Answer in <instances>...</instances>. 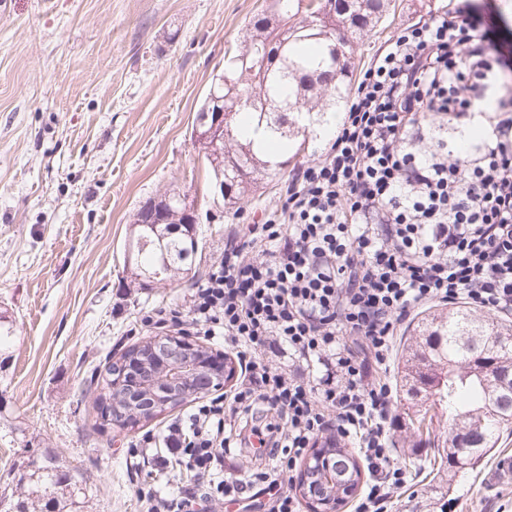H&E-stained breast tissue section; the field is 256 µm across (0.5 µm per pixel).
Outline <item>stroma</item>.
<instances>
[{"label": "stroma", "mask_w": 512, "mask_h": 512, "mask_svg": "<svg viewBox=\"0 0 512 512\" xmlns=\"http://www.w3.org/2000/svg\"><path fill=\"white\" fill-rule=\"evenodd\" d=\"M270 0H0V512L27 493L19 471L49 451L86 484L80 512H143L140 493L167 496L185 477L133 457L190 404L132 430L97 426L92 381L106 358L153 337L148 312L187 309L228 237L282 205L288 174L262 181L238 218L199 225V249L174 280L135 277L124 262L135 215L170 193L206 196L210 177L191 140L213 76ZM448 0H391L355 46L353 81L404 27ZM418 456L389 512H512L495 465L512 434L450 488L433 479L439 448Z\"/></svg>", "instance_id": "1"}]
</instances>
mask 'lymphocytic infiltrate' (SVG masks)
<instances>
[{
  "label": "lymphocytic infiltrate",
  "instance_id": "lymphocytic-infiltrate-1",
  "mask_svg": "<svg viewBox=\"0 0 512 512\" xmlns=\"http://www.w3.org/2000/svg\"><path fill=\"white\" fill-rule=\"evenodd\" d=\"M497 19L467 0L400 30L370 61L329 149L301 167L281 207L224 253L187 311L189 322L245 359L240 387L197 405L165 437L193 485L147 512H203L211 499L276 489L268 512H298L279 487L319 434L360 448L375 475L358 512H384L408 476L390 453L398 423L388 379L403 322L430 304L512 315V54ZM477 124L483 137L458 148ZM260 247L248 260L245 249ZM287 356L290 371L263 359ZM321 372L307 377V366ZM278 421L253 428L267 469L242 479L222 462L236 418L256 408Z\"/></svg>",
  "mask_w": 512,
  "mask_h": 512
}]
</instances>
